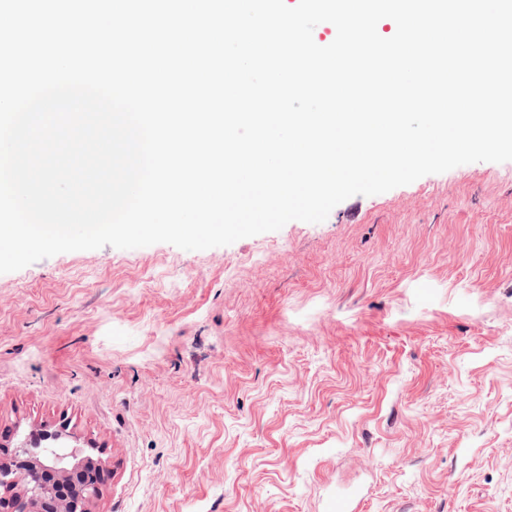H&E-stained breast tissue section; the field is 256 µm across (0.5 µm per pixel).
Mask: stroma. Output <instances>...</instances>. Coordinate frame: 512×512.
I'll list each match as a JSON object with an SVG mask.
<instances>
[{
  "instance_id": "1",
  "label": "stroma",
  "mask_w": 512,
  "mask_h": 512,
  "mask_svg": "<svg viewBox=\"0 0 512 512\" xmlns=\"http://www.w3.org/2000/svg\"><path fill=\"white\" fill-rule=\"evenodd\" d=\"M63 424L90 512H512V161L0 274V437Z\"/></svg>"
}]
</instances>
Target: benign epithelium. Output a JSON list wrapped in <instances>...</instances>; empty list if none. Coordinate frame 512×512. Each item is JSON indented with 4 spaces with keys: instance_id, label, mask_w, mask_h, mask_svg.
<instances>
[{
    "instance_id": "7a95c632",
    "label": "benign epithelium",
    "mask_w": 512,
    "mask_h": 512,
    "mask_svg": "<svg viewBox=\"0 0 512 512\" xmlns=\"http://www.w3.org/2000/svg\"><path fill=\"white\" fill-rule=\"evenodd\" d=\"M37 433L13 448L11 465L0 469V512H88L87 505L99 496V487L88 473L99 461L75 445L58 457L54 466L35 457L34 449L63 434Z\"/></svg>"
}]
</instances>
